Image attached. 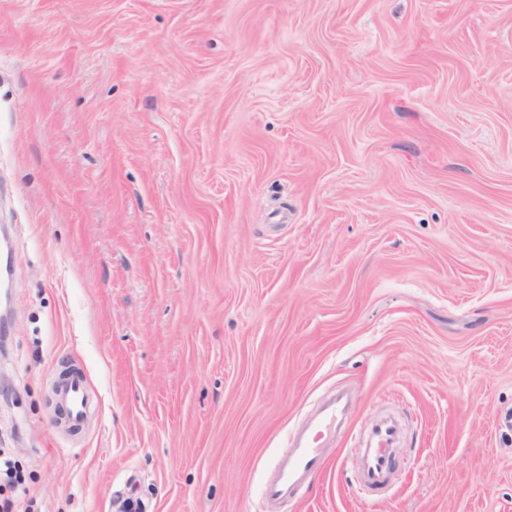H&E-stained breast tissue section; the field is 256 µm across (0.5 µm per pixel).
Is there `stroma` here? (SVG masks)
<instances>
[{"instance_id":"obj_1","label":"stroma","mask_w":512,"mask_h":512,"mask_svg":"<svg viewBox=\"0 0 512 512\" xmlns=\"http://www.w3.org/2000/svg\"><path fill=\"white\" fill-rule=\"evenodd\" d=\"M0 225L18 512H263L339 384L279 512H512V0H0ZM59 404L66 411V418L70 426L82 429L87 423L91 410V403L84 374L78 372L68 379L56 391ZM351 412L350 393L341 387L324 398L314 418L290 433L288 452L277 457L262 486V500L272 506L297 498L307 481L324 466L322 445ZM401 425L393 417L378 420L371 429L367 444L357 448V470L363 483L371 488L388 484L397 469L393 448L401 435Z\"/></svg>"}]
</instances>
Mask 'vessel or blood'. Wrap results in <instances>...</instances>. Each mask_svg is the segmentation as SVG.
<instances>
[{
    "mask_svg": "<svg viewBox=\"0 0 512 512\" xmlns=\"http://www.w3.org/2000/svg\"><path fill=\"white\" fill-rule=\"evenodd\" d=\"M66 418L73 427H84L91 403L84 374L68 379L56 392ZM351 412L350 394L344 388L324 398L314 418L290 433L288 451L277 457L269 468L262 486V499L275 505L297 498L307 481L324 466L322 445L335 433ZM401 435V425L395 418L378 420L371 429L369 439L357 451V470L363 483L371 488L388 484L397 468L394 448Z\"/></svg>",
    "mask_w": 512,
    "mask_h": 512,
    "instance_id": "b4317fda",
    "label": "vessel or blood"
}]
</instances>
